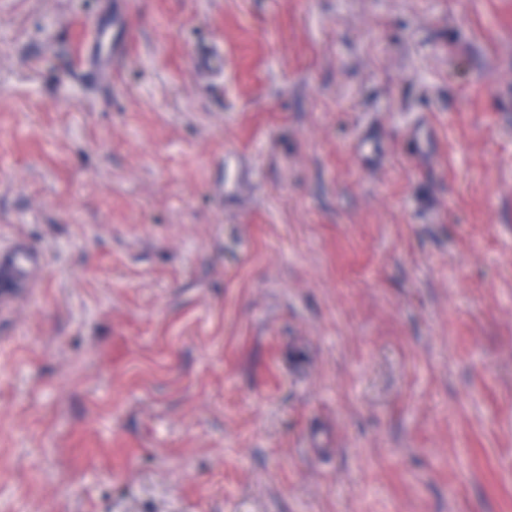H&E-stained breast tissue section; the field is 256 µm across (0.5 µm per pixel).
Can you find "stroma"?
I'll use <instances>...</instances> for the list:
<instances>
[{
  "label": "stroma",
  "instance_id": "obj_1",
  "mask_svg": "<svg viewBox=\"0 0 512 512\" xmlns=\"http://www.w3.org/2000/svg\"><path fill=\"white\" fill-rule=\"evenodd\" d=\"M130 4L0 9V512H512V0ZM105 14L91 32L87 46L85 73L91 81L112 77V62L127 48L126 15L129 0H108ZM38 265L37 257L16 245L0 254V291L2 297H9L15 288H25L23 275Z\"/></svg>",
  "mask_w": 512,
  "mask_h": 512
}]
</instances>
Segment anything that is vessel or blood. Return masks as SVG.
<instances>
[{"mask_svg":"<svg viewBox=\"0 0 512 512\" xmlns=\"http://www.w3.org/2000/svg\"><path fill=\"white\" fill-rule=\"evenodd\" d=\"M129 0H109L105 14L94 26L87 46L85 72L99 82L112 75V63L127 48L126 15ZM38 264L37 257L23 247L0 254V296L9 297L23 287L24 275Z\"/></svg>","mask_w":512,"mask_h":512,"instance_id":"b4317fda","label":"vessel or blood"}]
</instances>
